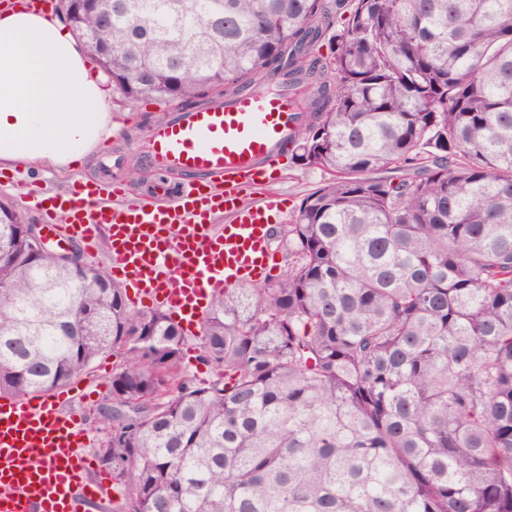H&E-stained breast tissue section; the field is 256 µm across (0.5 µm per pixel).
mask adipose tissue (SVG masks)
<instances>
[{
  "mask_svg": "<svg viewBox=\"0 0 512 512\" xmlns=\"http://www.w3.org/2000/svg\"><path fill=\"white\" fill-rule=\"evenodd\" d=\"M61 18L0 7V168L72 169L111 140L110 95Z\"/></svg>",
  "mask_w": 512,
  "mask_h": 512,
  "instance_id": "obj_1",
  "label": "adipose tissue"
}]
</instances>
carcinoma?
Returning <instances> with one entry per match:
<instances>
[{
    "label": "carcinoma",
    "mask_w": 512,
    "mask_h": 512,
    "mask_svg": "<svg viewBox=\"0 0 512 512\" xmlns=\"http://www.w3.org/2000/svg\"><path fill=\"white\" fill-rule=\"evenodd\" d=\"M103 4L59 11L113 89L200 107L284 76L292 158L336 178L273 228L282 277L212 298L202 383L167 312L34 256L0 200V395L120 358L113 512H512V0ZM197 350V338H188L183 352V367L187 373L197 381L210 382L219 378L217 372L199 360Z\"/></svg>",
    "instance_id": "carcinoma-1"
}]
</instances>
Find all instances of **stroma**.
I'll return each mask as SVG.
<instances>
[{
	"label": "stroma",
	"instance_id": "stroma-1",
	"mask_svg": "<svg viewBox=\"0 0 512 512\" xmlns=\"http://www.w3.org/2000/svg\"><path fill=\"white\" fill-rule=\"evenodd\" d=\"M110 103L113 116L120 122L117 137L111 145L98 152L93 160L66 171L51 167L15 169L9 178L0 179V200H10L25 223L37 224L41 221L38 210L32 205L33 199L56 196L80 181L98 180L106 183L117 177L136 188L150 183L147 169L138 163L140 155L134 145L146 138L148 124L159 115L161 107L150 100L127 99L117 93L112 94ZM331 178V173L322 168L302 166L287 157L281 162L274 188L287 197L288 208L293 211L304 196ZM118 362V357L111 355L95 363L91 375L99 382L98 395L78 406L87 419L90 439L98 437L97 412L109 397V381Z\"/></svg>",
	"mask_w": 512,
	"mask_h": 512
}]
</instances>
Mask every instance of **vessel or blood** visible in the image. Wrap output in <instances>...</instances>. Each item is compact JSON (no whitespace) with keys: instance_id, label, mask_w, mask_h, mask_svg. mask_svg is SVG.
Wrapping results in <instances>:
<instances>
[{"instance_id":"obj_1","label":"vessel or blood","mask_w":512,"mask_h":512,"mask_svg":"<svg viewBox=\"0 0 512 512\" xmlns=\"http://www.w3.org/2000/svg\"><path fill=\"white\" fill-rule=\"evenodd\" d=\"M301 121L287 83L247 89L191 111L174 110L142 146L165 175L148 197L125 183L79 182L45 208L48 232L64 230L95 251L109 241L114 281L131 300L196 330L213 293L263 283L276 264L270 234L285 212L275 174ZM262 186L256 202L245 190ZM117 197L105 204V194ZM223 214L230 222L215 229ZM76 386L31 397H0V512H100L112 480L94 475Z\"/></svg>"}]
</instances>
